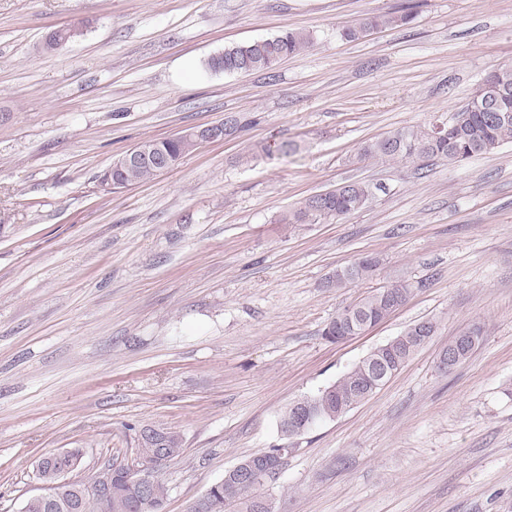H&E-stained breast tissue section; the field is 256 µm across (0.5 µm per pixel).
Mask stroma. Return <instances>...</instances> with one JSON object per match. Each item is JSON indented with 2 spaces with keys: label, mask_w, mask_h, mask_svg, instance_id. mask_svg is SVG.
Instances as JSON below:
<instances>
[{
  "label": "stroma",
  "mask_w": 512,
  "mask_h": 512,
  "mask_svg": "<svg viewBox=\"0 0 512 512\" xmlns=\"http://www.w3.org/2000/svg\"><path fill=\"white\" fill-rule=\"evenodd\" d=\"M412 6L355 41L339 28ZM78 26L62 49L45 35ZM303 30L271 71L208 70L224 49ZM512 61V0H0V512L170 429L166 512L243 458L288 445L276 512H512V145L461 164L362 159L363 142L448 119ZM227 120L147 182L100 172L149 139ZM298 153L266 156L264 145ZM375 186L361 210L283 230L306 197ZM363 254L373 276L329 275ZM403 281L406 303L343 343L336 313ZM431 341L372 396L285 439L288 407L417 321ZM480 331L466 362L437 364ZM379 265V259L371 255L356 258L347 267L336 270L326 281V287L344 288L369 277Z\"/></svg>",
  "instance_id": "obj_1"
}]
</instances>
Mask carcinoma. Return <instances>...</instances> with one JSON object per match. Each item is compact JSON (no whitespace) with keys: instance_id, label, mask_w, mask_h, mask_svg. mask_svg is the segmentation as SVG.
<instances>
[{"instance_id":"obj_1","label":"carcinoma","mask_w":512,"mask_h":512,"mask_svg":"<svg viewBox=\"0 0 512 512\" xmlns=\"http://www.w3.org/2000/svg\"><path fill=\"white\" fill-rule=\"evenodd\" d=\"M413 18L411 6L403 8L399 15H369L354 25L344 26L338 35L354 41L368 31L380 27L407 24ZM313 45V37L302 32L285 30L282 33L254 40L224 50L213 56L208 67L213 71L239 73L273 70L285 58L296 55ZM501 90L499 111L491 112L481 104L483 86H478L470 101L456 110L448 120V125L423 128H402L383 137L364 142L359 150L363 157L377 159H426L448 163H461L480 154L493 153L505 144H512V64H504L485 78ZM197 146L194 141L180 137L162 140H145L136 148L149 157L141 164L125 165L121 159L112 164V184L120 189L151 179L159 172L152 165V159L165 158L172 166H177L186 153ZM374 195L373 186L366 182L344 183L328 193L325 198L310 196L299 207L282 215L281 224H322L361 210ZM379 265V259L364 255L356 258L347 267L334 272L326 281L328 288H344L367 277ZM397 306L391 303L386 289L371 291L353 306L336 314L323 331L330 341L347 335L353 316L363 313L368 317L383 321ZM415 353L403 340L385 343L380 352H370L355 363L333 384L311 396L314 406L320 409L323 420H332L343 410L350 411L365 400L362 386L368 384L373 361L379 356L391 362L394 371H399ZM163 448L168 459L176 458L182 451L179 434L168 431L163 436ZM265 478L257 477L248 486L246 494L232 490L231 485L219 480L207 490L204 498L190 502L186 512H256L257 503L267 499L262 492ZM169 487L162 478H157L151 498L142 497L138 488L123 482L112 487V495L93 506L90 512H165Z\"/></svg>"}]
</instances>
